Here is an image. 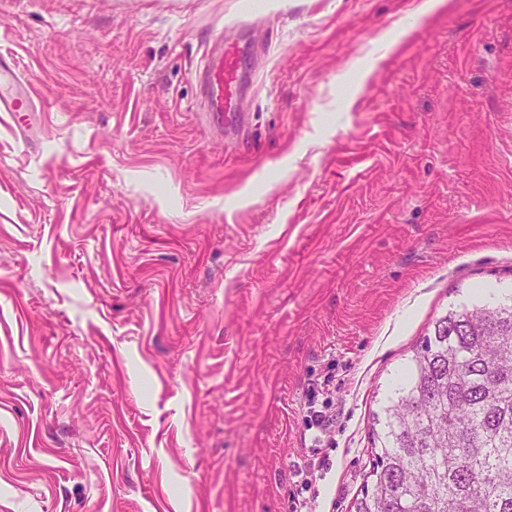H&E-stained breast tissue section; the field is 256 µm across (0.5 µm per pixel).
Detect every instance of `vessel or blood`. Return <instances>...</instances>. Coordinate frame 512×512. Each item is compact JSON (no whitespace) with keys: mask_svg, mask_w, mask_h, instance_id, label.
Instances as JSON below:
<instances>
[{"mask_svg":"<svg viewBox=\"0 0 512 512\" xmlns=\"http://www.w3.org/2000/svg\"><path fill=\"white\" fill-rule=\"evenodd\" d=\"M243 50L238 45L217 47L207 52L194 72L201 97L218 124L238 126L240 114L229 112L228 104L240 81V61ZM0 110L12 113L17 127H27L34 101L18 73L0 61Z\"/></svg>","mask_w":512,"mask_h":512,"instance_id":"b4317fda","label":"vessel or blood"}]
</instances>
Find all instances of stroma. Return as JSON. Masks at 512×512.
Listing matches in <instances>:
<instances>
[{"label": "stroma", "mask_w": 512, "mask_h": 512, "mask_svg": "<svg viewBox=\"0 0 512 512\" xmlns=\"http://www.w3.org/2000/svg\"><path fill=\"white\" fill-rule=\"evenodd\" d=\"M421 2L0 0V512H291L314 456L349 512L414 348L512 285V0ZM243 53L244 49L237 44L227 48L220 45L205 54L194 72L201 97L223 127L225 123L228 126L242 124L240 114L229 113L228 104L241 81L240 61ZM0 109L12 112L17 127L29 125L31 112H35L33 98L18 73L0 60ZM331 377H325L322 381L317 379L316 381H312L310 383L308 389V401L307 405V413L309 422V429H314L317 432L316 438H321L327 436L332 427L335 420V415L333 413L318 410L316 409V397H318L321 393L323 394L325 391H330Z\"/></svg>", "instance_id": "35a3bbf8"}]
</instances>
